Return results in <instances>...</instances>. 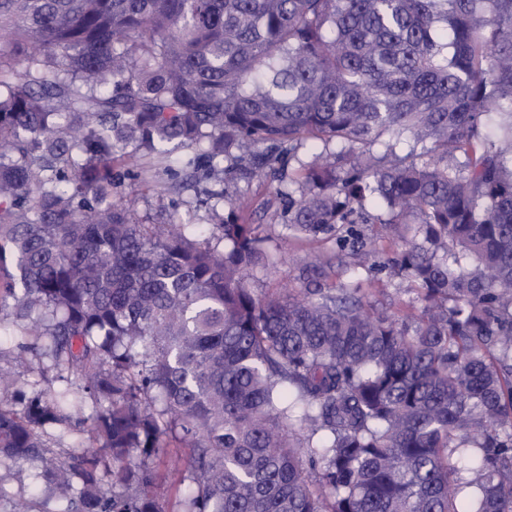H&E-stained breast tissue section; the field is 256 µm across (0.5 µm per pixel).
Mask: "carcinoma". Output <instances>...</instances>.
I'll return each mask as SVG.
<instances>
[{
    "label": "carcinoma",
    "mask_w": 512,
    "mask_h": 512,
    "mask_svg": "<svg viewBox=\"0 0 512 512\" xmlns=\"http://www.w3.org/2000/svg\"><path fill=\"white\" fill-rule=\"evenodd\" d=\"M163 142L212 198L290 179L273 220L416 297L379 311L334 254L256 295L261 226L112 199ZM358 224L415 234L380 263ZM7 309L80 397L0 391V465L96 442L46 463L59 512H167L171 446L177 512H512V0H0ZM48 445L51 452L60 459L77 455L83 448L90 446L84 434H76L69 427L57 430L54 435L48 438ZM164 461V464L160 466V473L165 477L163 480L162 487L165 489L166 494V500H168V512H175L176 507V501L178 500L179 496L183 494L187 482L185 484H180L179 480L181 478V473L178 472H170L167 467L166 458H161Z\"/></svg>",
    "instance_id": "cac0c4a2"
}]
</instances>
